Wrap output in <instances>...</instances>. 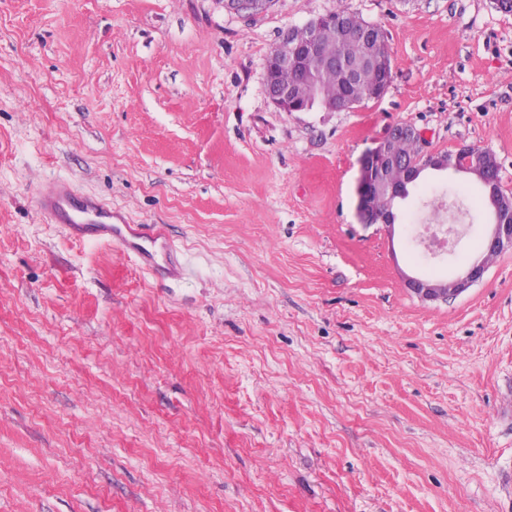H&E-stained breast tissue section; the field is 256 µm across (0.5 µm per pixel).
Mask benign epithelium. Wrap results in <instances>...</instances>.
Wrapping results in <instances>:
<instances>
[{
  "label": "benign epithelium",
  "mask_w": 512,
  "mask_h": 512,
  "mask_svg": "<svg viewBox=\"0 0 512 512\" xmlns=\"http://www.w3.org/2000/svg\"><path fill=\"white\" fill-rule=\"evenodd\" d=\"M276 0H222L224 8L243 18H253L268 11ZM309 32L307 41L299 42L293 37V29L282 33L278 45L268 55L264 65L265 90L271 103L283 112H304L306 107L298 102L303 92L278 82L276 73L297 67L303 63L310 67L318 66L322 70L341 68L349 78L353 79L360 69L369 67L380 75H385L391 66V57L387 49V40L383 30L351 14L342 20L330 15L320 16L305 25ZM357 38L365 46L364 55L357 61H347L334 53L313 55L312 48L321 45L325 39L330 43ZM414 138L419 142L420 154L417 165L410 167V179H415L421 172L431 169L443 171L453 169L456 172L472 173L476 171L481 158L471 155L472 146L464 145L453 154V157H465L464 166L459 167L448 162V155L436 154L427 150L426 139L421 130L413 125H394L368 150L360 162V175L357 185V215L360 223L371 225L380 223L387 231L394 230L396 215L387 212L376 217L372 206L373 195L388 192L389 197L397 195L398 188L383 184L380 179L383 167L397 164L398 159L393 151V143L398 139ZM489 230L482 241L483 257L472 258L456 277L438 280L429 277H405V286L422 300H448L457 296L475 283L481 281L487 269V257L490 254H501L512 250V223L502 212L495 211Z\"/></svg>",
  "instance_id": "1"
}]
</instances>
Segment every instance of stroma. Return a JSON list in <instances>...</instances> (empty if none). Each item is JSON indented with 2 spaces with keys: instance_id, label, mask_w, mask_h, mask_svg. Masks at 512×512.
<instances>
[{
  "instance_id": "stroma-1",
  "label": "stroma",
  "mask_w": 512,
  "mask_h": 512,
  "mask_svg": "<svg viewBox=\"0 0 512 512\" xmlns=\"http://www.w3.org/2000/svg\"><path fill=\"white\" fill-rule=\"evenodd\" d=\"M343 9L392 80L350 111L283 112L282 32ZM491 150L512 196V14L493 0H0V512H512V251L481 282L357 218L359 160L395 124ZM167 225L156 283L74 241L47 181ZM276 0H222L224 8L243 18H253L268 11Z\"/></svg>"
}]
</instances>
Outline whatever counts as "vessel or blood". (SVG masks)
<instances>
[{
	"label": "vessel or blood",
	"instance_id": "vessel-or-blood-1",
	"mask_svg": "<svg viewBox=\"0 0 512 512\" xmlns=\"http://www.w3.org/2000/svg\"><path fill=\"white\" fill-rule=\"evenodd\" d=\"M37 208L50 223L64 225L74 238L120 246L155 277L174 279L180 274L174 247L162 227L128 223L106 202L78 195L67 183L41 184Z\"/></svg>",
	"mask_w": 512,
	"mask_h": 512
}]
</instances>
